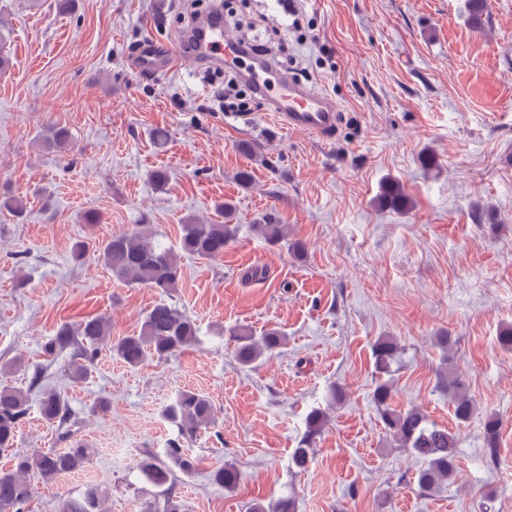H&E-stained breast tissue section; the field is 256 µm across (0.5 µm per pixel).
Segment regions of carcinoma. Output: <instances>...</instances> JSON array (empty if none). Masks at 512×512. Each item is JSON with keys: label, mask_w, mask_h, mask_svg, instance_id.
Wrapping results in <instances>:
<instances>
[{"label": "carcinoma", "mask_w": 512, "mask_h": 512, "mask_svg": "<svg viewBox=\"0 0 512 512\" xmlns=\"http://www.w3.org/2000/svg\"><path fill=\"white\" fill-rule=\"evenodd\" d=\"M11 32V18L0 11V71L9 67L6 45ZM39 138L47 150L65 151L71 145V133L61 124L47 126ZM375 204L389 210L410 208L401 184L391 179L383 182ZM215 209L220 217L218 221L205 224L195 217L187 218L181 225L175 248L163 246L147 224H137L97 247L99 259L113 278L130 286L152 288L162 295L145 313L138 332L122 336L110 344V352L127 367L138 368L150 361H165L196 341V322L184 309L169 302L166 296L178 288L181 256L214 261L224 256V249L236 238L238 225L233 223V205L222 202L215 205ZM1 210L19 218L26 211V201L21 197L0 195ZM254 231L270 245H278L288 239V227L275 223L270 217L264 223L254 225ZM111 333L110 321L104 315L87 317L75 325L63 323L45 345V352L53 356L66 347H74L70 377L84 379L94 371L101 347ZM230 339L234 343L235 360L242 367L253 366L286 343L285 334L277 328L265 330L257 336L251 329L238 326L230 330ZM433 343L441 352L435 371L436 389L448 397L456 421L466 423L474 416L477 406L465 376L453 366L452 351L456 339L448 332L440 331L433 337ZM400 353V344L391 336H382L375 341L372 355L379 377L371 400L386 433L400 447L424 462L416 484L421 494L428 495L455 476L457 438L451 430L430 421L423 411L393 406L395 386L391 367ZM40 411L44 420L53 426L62 428L71 420L66 399L55 390L42 392ZM27 413L26 394L13 386L0 385V451L16 447L18 429ZM168 415L185 439L197 436L215 422L210 400L192 390H186L177 397L169 407ZM326 422L325 412L314 409L308 413L301 447L294 449L291 457L298 470L308 468L312 460L311 445ZM498 436L499 420L490 415L484 422L483 439L486 455L491 460L496 457ZM90 455L91 449L85 444L48 452L15 453L11 465L0 468V512H24L35 494V487L27 480V474H38L46 479L69 474L83 468ZM195 463V458L176 443L170 445L164 459L145 457L138 469L147 481L162 489L164 499L161 505L156 502L146 505L143 512H179L171 489L177 480V472L188 474L194 470ZM240 479V472L231 465L212 473L214 483L226 490L235 489ZM101 495L100 487L91 485L80 497L64 501L62 512H87L90 501L94 502L95 512H100ZM251 512H296V506L293 498L282 496L268 504L262 501L254 503Z\"/></svg>", "instance_id": "carcinoma-1"}]
</instances>
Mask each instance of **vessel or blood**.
I'll list each match as a JSON object with an SVG mask.
<instances>
[{"label": "vessel or blood", "instance_id": "vessel-or-blood-1", "mask_svg": "<svg viewBox=\"0 0 512 512\" xmlns=\"http://www.w3.org/2000/svg\"><path fill=\"white\" fill-rule=\"evenodd\" d=\"M196 46L198 58L217 63L243 53L239 42L225 38L224 28L220 25L208 28L204 39L197 41ZM179 60L180 52L172 45L148 39L131 57L130 65L140 72L171 70ZM248 76L281 125L317 135L326 141L335 137L339 113L329 95L297 83L268 60L252 66Z\"/></svg>", "mask_w": 512, "mask_h": 512}]
</instances>
